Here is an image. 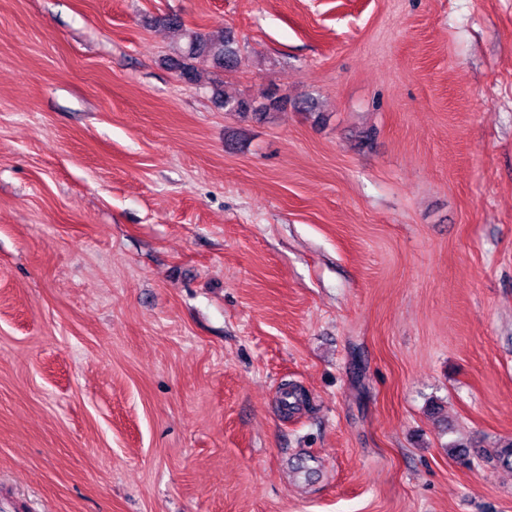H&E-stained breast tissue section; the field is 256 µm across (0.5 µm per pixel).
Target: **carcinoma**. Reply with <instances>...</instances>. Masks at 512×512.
Masks as SVG:
<instances>
[{
    "label": "carcinoma",
    "instance_id": "obj_1",
    "mask_svg": "<svg viewBox=\"0 0 512 512\" xmlns=\"http://www.w3.org/2000/svg\"><path fill=\"white\" fill-rule=\"evenodd\" d=\"M210 63L216 69L231 70L239 65V55L234 47L233 37L224 31L202 33L193 31L188 35V43L179 58L172 60V66L179 76L190 83L199 80V65ZM214 97L224 110H232L239 115L249 113L255 115L277 110L287 102V98L275 93L269 95L266 101L255 104L245 99H235L224 96L219 83L213 84ZM482 459L488 464L512 469V439L503 443L489 454H482Z\"/></svg>",
    "mask_w": 512,
    "mask_h": 512
}]
</instances>
